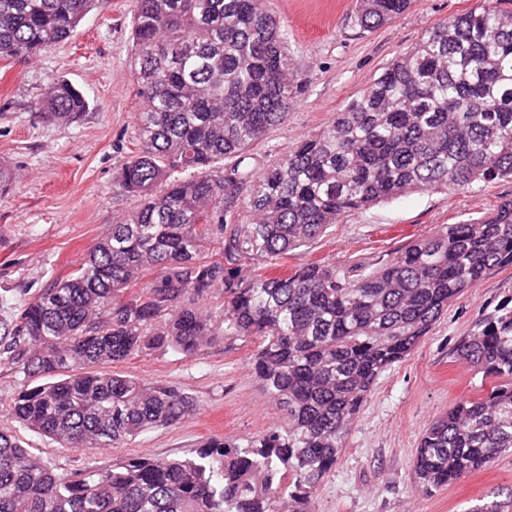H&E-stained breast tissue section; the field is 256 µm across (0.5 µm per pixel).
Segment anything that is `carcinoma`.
Returning a JSON list of instances; mask_svg holds the SVG:
<instances>
[{
    "label": "carcinoma",
    "instance_id": "1",
    "mask_svg": "<svg viewBox=\"0 0 512 512\" xmlns=\"http://www.w3.org/2000/svg\"><path fill=\"white\" fill-rule=\"evenodd\" d=\"M501 2L478 0L425 31L330 125L257 170L248 150L305 84L265 0H136L142 106L136 149L114 183L139 205L5 323L0 362L46 379L22 385L8 415L63 446L120 448L199 405L179 386L106 366L246 338L258 341L251 371L283 418L238 443L212 438L190 457H126L70 474L0 427V512H312L379 374L454 298L512 268V200L444 224L370 271L318 261L275 269L347 212L512 178V10ZM415 3L356 0L351 21L373 31ZM96 4L0 0V57L27 60L68 40ZM34 108L72 123L88 101L57 79ZM456 353L492 385L422 434L413 469L428 494L512 452V307ZM469 512H512V490Z\"/></svg>",
    "mask_w": 512,
    "mask_h": 512
}]
</instances>
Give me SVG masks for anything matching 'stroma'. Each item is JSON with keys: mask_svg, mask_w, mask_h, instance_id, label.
<instances>
[{"mask_svg": "<svg viewBox=\"0 0 512 512\" xmlns=\"http://www.w3.org/2000/svg\"><path fill=\"white\" fill-rule=\"evenodd\" d=\"M354 4L267 0L288 33L290 56L306 85L285 121L252 146L256 164H275L282 153L321 131L397 53L431 26L469 11L476 0H417L364 33L350 23ZM134 10L135 0H100L68 41L27 62L0 60V167L20 175L13 191L0 197V321L52 279L76 269L108 224L138 205L113 181L135 143ZM59 77L84 93L85 115L71 124L34 119V103ZM507 199L512 200L511 178L451 196L415 192L344 214L285 263L324 259L346 270L378 267L441 225L482 218ZM509 302L512 268L490 271L477 288L450 303L405 361L381 373L319 489L314 512H465L487 494L512 489V454L432 494L419 493L413 474L424 430L480 390L482 375L457 358L458 341ZM253 349L238 341L192 357L157 352L118 365L126 375L179 385L200 404L185 422L144 432L124 447L63 448L25 430L19 436L24 447L61 473L108 467L124 457L185 456L214 437L253 436L280 417L249 370Z\"/></svg>", "mask_w": 512, "mask_h": 512, "instance_id": "1", "label": "stroma"}]
</instances>
